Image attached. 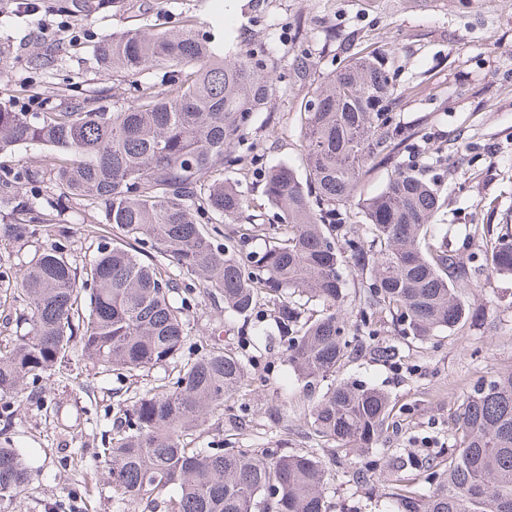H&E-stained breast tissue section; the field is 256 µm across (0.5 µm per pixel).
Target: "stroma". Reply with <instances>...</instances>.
<instances>
[{
  "mask_svg": "<svg viewBox=\"0 0 512 512\" xmlns=\"http://www.w3.org/2000/svg\"><path fill=\"white\" fill-rule=\"evenodd\" d=\"M31 16L0 0V49L11 71L0 80V104L17 112L62 108L69 97L95 96L107 110L133 101L127 79L103 76L98 45L112 33L148 22L158 29L198 19L217 43L267 50L276 84L272 104L257 112L237 151L246 164L239 188L260 223H277L263 195L262 168L286 165L306 176L300 109L321 82L354 56L383 52L394 58L390 118L419 128L407 163L433 179L444 200L433 222L435 245L455 250L463 263L481 252L469 239L474 224L512 235V0H40ZM44 60L34 66L33 56ZM306 72L296 69L297 58ZM64 243L76 263L91 259L100 224L62 213ZM188 341L185 358L218 344L249 352L254 382L246 395L202 428L206 448H279L312 452L328 469V492L338 512H383L391 475L373 472L358 485L344 452H330L309 430V401L289 367L286 346L272 340L253 348L251 326L224 316V299L183 293ZM462 298L477 316L428 342L401 336L395 322L355 341L340 380L358 379L387 392L397 428L384 436L394 453L423 457L450 448L455 414L473 382L512 369V277L480 273ZM395 345L401 358H379L375 345ZM172 370L156 367L133 378L80 364L39 380L37 400L12 399L0 412V444L11 443L33 476L0 512H117L101 452L122 409L138 391L161 386Z\"/></svg>",
  "mask_w": 512,
  "mask_h": 512,
  "instance_id": "obj_1",
  "label": "stroma"
}]
</instances>
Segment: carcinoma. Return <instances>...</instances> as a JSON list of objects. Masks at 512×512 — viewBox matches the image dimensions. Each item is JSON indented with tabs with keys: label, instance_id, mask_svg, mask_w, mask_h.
Wrapping results in <instances>:
<instances>
[{
	"label": "carcinoma",
	"instance_id": "cac0c4a2",
	"mask_svg": "<svg viewBox=\"0 0 512 512\" xmlns=\"http://www.w3.org/2000/svg\"><path fill=\"white\" fill-rule=\"evenodd\" d=\"M195 20L175 30L149 25L114 33L97 49L99 66L137 83L136 99L106 112L91 98L30 116L0 105V154L40 144L55 156L39 169L0 174V242L38 234L44 242L20 267L0 249V300L15 311L13 341L0 343V398H17L78 353L94 369L130 376L173 364L171 389L135 394L112 427V500L130 512L172 489L165 512H332L325 463L311 452L197 446L199 428L251 385L245 355L213 345L184 360L185 306L173 295L181 278L224 298V312L243 321L261 302L275 306V327L288 337V364L311 398L307 426L331 448H362L351 465L356 482L381 464L394 474L392 512H512V370L481 378L451 429L455 447L420 461L381 447L393 426L391 401L357 380L336 381L349 357V336L375 335L391 316L401 334L421 342L470 317L461 301L470 269L456 254L424 245L442 207L421 170L401 161L414 133L390 122L395 61L353 57L304 104L303 149L309 177L286 166L264 172L263 194L282 221L272 231L249 214L236 175L241 144L255 114L272 102L274 81L259 49L224 51L200 37ZM165 64L160 83L140 77ZM390 165L385 187L358 196L368 165ZM22 179L48 182L60 197L102 216L120 234L100 236L82 266L69 258L56 218L38 198L23 199ZM369 229L365 244L349 236L352 217ZM249 225L214 242L217 225ZM268 245L242 255L248 233ZM485 240L480 265L512 276V238L473 224ZM169 260L162 277L151 253ZM360 277L361 324L343 313L344 270ZM321 306L316 317L307 307ZM417 470L419 481L400 475ZM31 479L19 451L0 446V500Z\"/></svg>",
	"mask_w": 512,
	"mask_h": 512
}]
</instances>
